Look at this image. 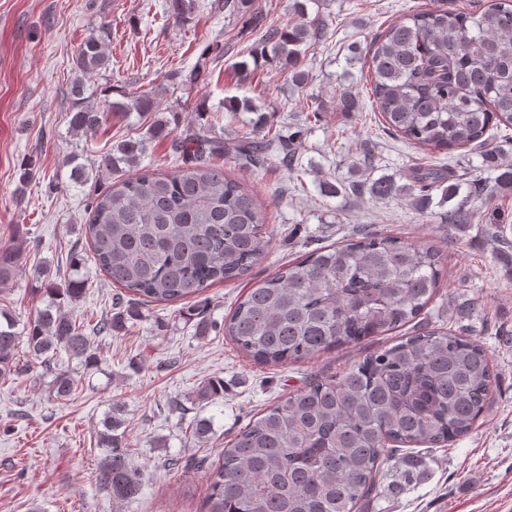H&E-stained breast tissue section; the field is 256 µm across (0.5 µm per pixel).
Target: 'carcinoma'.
Listing matches in <instances>:
<instances>
[{"label":"carcinoma","mask_w":512,"mask_h":512,"mask_svg":"<svg viewBox=\"0 0 512 512\" xmlns=\"http://www.w3.org/2000/svg\"><path fill=\"white\" fill-rule=\"evenodd\" d=\"M252 0H224L227 19L246 17L263 27L251 50L254 66L279 70L297 91L309 84L306 54L327 41L331 18L309 17L310 0H292L297 20L266 24L251 10ZM196 0H169L173 20L193 19ZM108 24L93 28L75 55L77 76L71 82L66 118L71 132L88 133L107 120L155 108L150 92L124 93L122 99L99 98L86 77L109 69ZM224 56L215 40L203 49L185 82L194 83ZM367 76L372 108L390 133L427 150L448 154L482 148L485 167L498 172L485 198L512 189V163L488 148L494 131L512 127V0H491L480 12L426 9L400 17L376 33L368 44ZM341 112L362 111L360 95L346 87L336 96ZM228 112L247 113L245 131L228 141L205 126L177 134L167 123L150 124L147 136L170 137L179 159L166 175L141 166L145 140H121L98 159L96 171L112 174L125 166L132 174L112 182L89 203L81 232L93 261L119 293L112 307L93 324L62 311L85 291L81 263L64 287L50 269L39 273L48 296L27 328L31 359L19 365L21 333L0 310V380L39 366L52 370L61 355L86 367L100 361L92 336L122 330L138 305L175 303L204 289L245 278L269 249L273 236L264 228L256 194L213 162L232 156L245 166H263L273 153L289 170L299 165L295 139H283L267 125V107L249 97L223 103ZM258 118H252V115ZM441 190L448 205L449 229H477L491 253L512 274V224H477L479 210L463 199L471 188L436 167L418 170L413 186L397 187L385 176L370 181L368 191L384 199L405 193L410 205L426 212L431 192ZM22 249L0 247V284L14 277ZM442 278L438 249L423 243L364 231L345 243L315 248L290 262L273 277L250 289L224 320V332L259 364L281 365L400 330L414 322L436 294ZM424 327L378 348L354 362L338 377L310 378L286 399L266 408L227 445L213 466L202 459L210 492L204 512H361L377 494L384 466L410 458L414 447L452 445L467 435L490 404L497 376L484 343L469 320ZM196 330L212 329L210 315L198 306L187 310ZM80 379L68 370L54 374L49 394L69 400ZM202 400L224 397V380L204 383ZM97 436L103 458L97 480L118 502L142 493L140 472L130 461L115 417L107 415Z\"/></svg>","instance_id":"obj_1"}]
</instances>
